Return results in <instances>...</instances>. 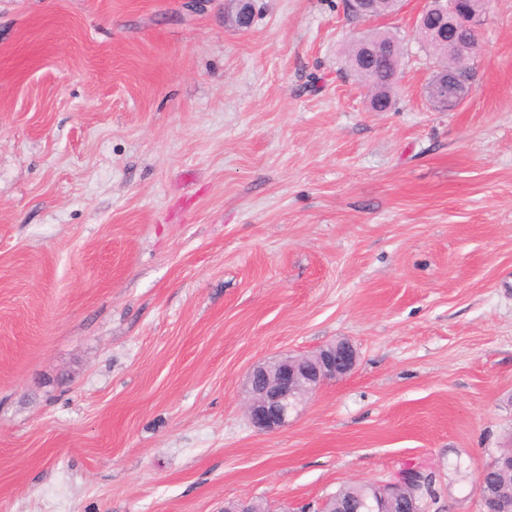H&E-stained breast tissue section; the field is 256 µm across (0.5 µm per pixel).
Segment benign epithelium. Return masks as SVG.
<instances>
[{
	"label": "benign epithelium",
	"instance_id": "obj_1",
	"mask_svg": "<svg viewBox=\"0 0 512 512\" xmlns=\"http://www.w3.org/2000/svg\"><path fill=\"white\" fill-rule=\"evenodd\" d=\"M448 16L451 27L462 26L477 32L479 19L469 17L458 0H424L418 15L423 24L432 13ZM426 94L436 104L455 96L462 102L467 90L460 83L459 73L439 71L426 85ZM357 361L355 348L347 341L335 342L302 356H282L255 365L247 375L249 402L247 413L253 427L261 431H275L288 426L293 412L305 403L324 384L347 376ZM420 470L402 472L399 478L383 486H371L370 512H389V506L399 496L405 483H412Z\"/></svg>",
	"mask_w": 512,
	"mask_h": 512
}]
</instances>
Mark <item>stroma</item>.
<instances>
[{"mask_svg": "<svg viewBox=\"0 0 512 512\" xmlns=\"http://www.w3.org/2000/svg\"><path fill=\"white\" fill-rule=\"evenodd\" d=\"M422 0H0V512H316L512 445V0L439 111ZM403 46L371 111L344 49ZM340 340L285 428L250 369ZM368 484L347 485L333 496L327 498L322 506V512H361L354 508L361 494L368 489Z\"/></svg>", "mask_w": 512, "mask_h": 512, "instance_id": "stroma-1", "label": "stroma"}]
</instances>
